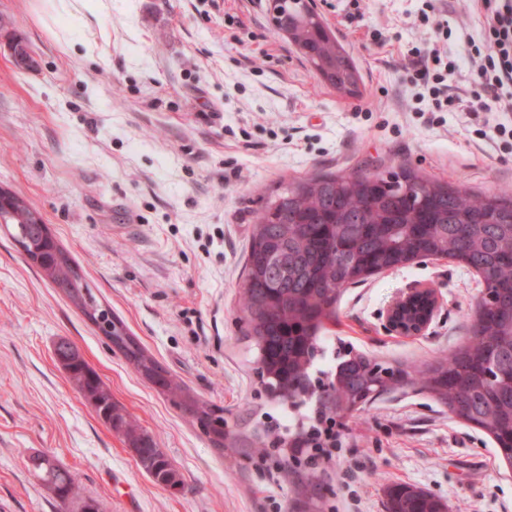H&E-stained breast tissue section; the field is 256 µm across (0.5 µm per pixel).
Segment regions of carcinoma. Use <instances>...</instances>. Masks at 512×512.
Returning <instances> with one entry per match:
<instances>
[{"label": "carcinoma", "mask_w": 512, "mask_h": 512, "mask_svg": "<svg viewBox=\"0 0 512 512\" xmlns=\"http://www.w3.org/2000/svg\"><path fill=\"white\" fill-rule=\"evenodd\" d=\"M275 26L288 27L306 60L337 91L358 92L357 70L329 27L303 19L287 0L273 5ZM12 225L26 235V251L41 258L44 276L89 317L98 330L112 326V344L176 406L191 405L193 417L213 442L224 444V418L194 398L133 336L125 323L103 309L78 266L51 234L42 231L24 199L12 204ZM446 255L484 274L491 302L476 305L468 336L456 349L423 367L382 363L347 352L324 378L312 380L322 353L320 333L336 321L339 294L365 282L373 269L387 270L420 254ZM241 297L246 336L257 350L256 372L265 393L283 405L314 403L313 423L288 441L291 458L324 447V432L337 412L366 405L392 390L413 386L427 392L459 421L486 432L501 461L512 462V194H473L426 178L411 169L353 176L314 175L281 183L267 197L251 235ZM70 382L88 399H112L96 370L73 344ZM110 428L135 449L138 463L153 480L182 485L153 437L117 406ZM28 466L62 505L76 500L77 480L53 457H28ZM388 512H447L425 490L407 484L387 488Z\"/></svg>", "instance_id": "1"}]
</instances>
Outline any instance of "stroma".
Here are the masks:
<instances>
[{"mask_svg":"<svg viewBox=\"0 0 512 512\" xmlns=\"http://www.w3.org/2000/svg\"><path fill=\"white\" fill-rule=\"evenodd\" d=\"M353 59L361 93L324 82L274 27L271 0H0V187L23 195L98 301L191 395L223 416L216 447L145 379L0 227V512H60L27 468L43 452L101 512H388L385 489L420 487L448 512H512V468L493 440L410 388L345 416L330 459L249 447L298 415L269 398L240 311L260 199L313 174L406 167L475 193L512 192V152L480 138L498 113L465 104L426 123L403 81L413 47L437 40L424 0H312ZM448 54L466 61L484 18L443 0ZM389 37L370 43L371 30ZM22 42L33 68L16 66ZM439 304L426 331L391 332L409 288ZM483 288L470 269L425 259L345 288L325 333L336 350L415 365L463 340ZM73 342L179 472L155 483L56 364ZM352 470L348 483L322 471Z\"/></svg>","mask_w":512,"mask_h":512,"instance_id":"obj_1","label":"stroma"}]
</instances>
